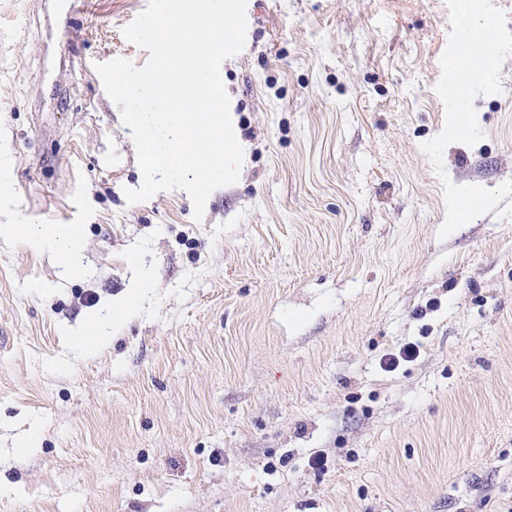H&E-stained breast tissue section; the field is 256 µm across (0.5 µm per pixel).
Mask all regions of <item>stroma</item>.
Segmentation results:
<instances>
[{
  "instance_id": "stroma-1",
  "label": "stroma",
  "mask_w": 512,
  "mask_h": 512,
  "mask_svg": "<svg viewBox=\"0 0 512 512\" xmlns=\"http://www.w3.org/2000/svg\"><path fill=\"white\" fill-rule=\"evenodd\" d=\"M147 4L0 0V225L76 226L81 264L0 232V512H512V196L438 236L443 180H512V56L441 177L446 0H248L243 165L198 218L128 202L95 70L144 65Z\"/></svg>"
}]
</instances>
